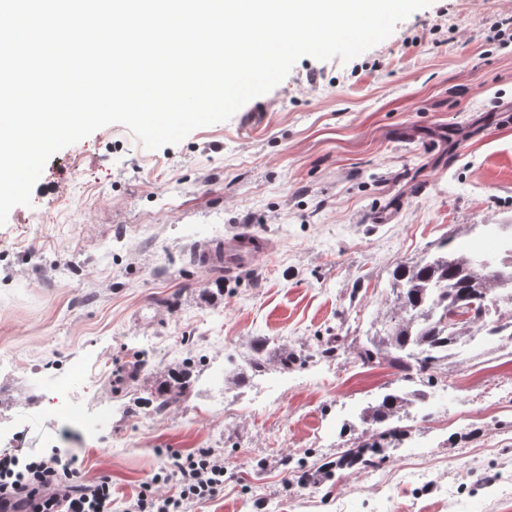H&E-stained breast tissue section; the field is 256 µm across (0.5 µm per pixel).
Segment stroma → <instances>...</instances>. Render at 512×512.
Listing matches in <instances>:
<instances>
[{"label":"stroma","instance_id":"1","mask_svg":"<svg viewBox=\"0 0 512 512\" xmlns=\"http://www.w3.org/2000/svg\"><path fill=\"white\" fill-rule=\"evenodd\" d=\"M511 16L433 0L349 62L299 59L252 99L260 128L237 113L151 150L114 123L51 156L0 226V454L69 449L85 480L111 477L112 512L201 450L224 487L185 512H512L498 337L443 365L374 466L338 464L379 430L367 403L406 386L356 356L396 265L445 237L497 255L512 224ZM244 225L272 244L257 265L195 264ZM332 336L347 351L322 359Z\"/></svg>","mask_w":512,"mask_h":512}]
</instances>
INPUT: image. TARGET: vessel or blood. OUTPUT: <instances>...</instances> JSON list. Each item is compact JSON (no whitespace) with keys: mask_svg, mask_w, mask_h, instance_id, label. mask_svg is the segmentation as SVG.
<instances>
[{"mask_svg":"<svg viewBox=\"0 0 512 512\" xmlns=\"http://www.w3.org/2000/svg\"><path fill=\"white\" fill-rule=\"evenodd\" d=\"M269 250L266 239L248 231H241L198 248L195 262L199 266L230 274L253 265Z\"/></svg>","mask_w":512,"mask_h":512,"instance_id":"b4317fda","label":"vessel or blood"}]
</instances>
